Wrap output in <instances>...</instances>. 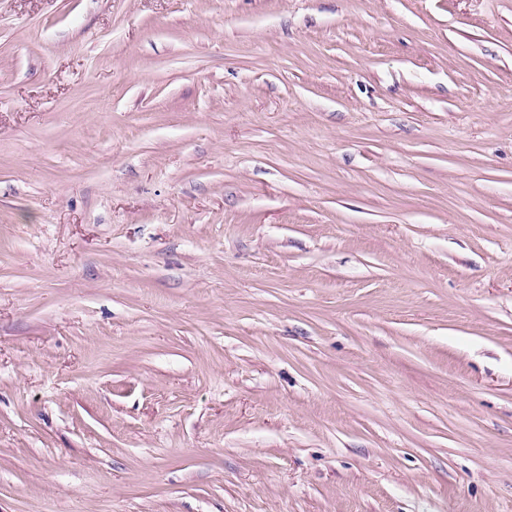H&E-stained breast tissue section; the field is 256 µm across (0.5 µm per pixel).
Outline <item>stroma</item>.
Wrapping results in <instances>:
<instances>
[{"mask_svg":"<svg viewBox=\"0 0 512 512\" xmlns=\"http://www.w3.org/2000/svg\"><path fill=\"white\" fill-rule=\"evenodd\" d=\"M0 512H512V0H0Z\"/></svg>","mask_w":512,"mask_h":512,"instance_id":"1","label":"stroma"}]
</instances>
